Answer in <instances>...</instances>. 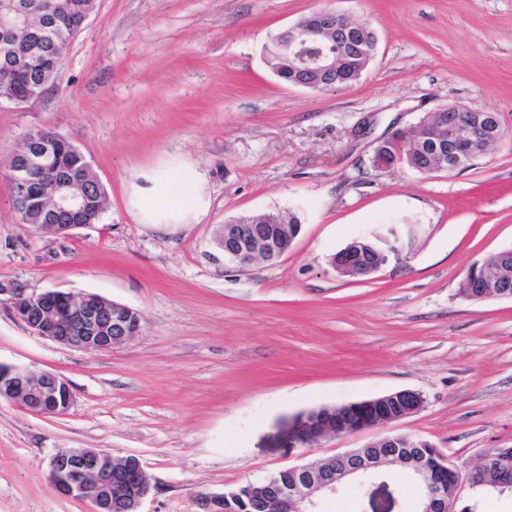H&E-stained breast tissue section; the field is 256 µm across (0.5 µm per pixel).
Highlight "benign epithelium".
Listing matches in <instances>:
<instances>
[{"label": "benign epithelium", "mask_w": 512, "mask_h": 512, "mask_svg": "<svg viewBox=\"0 0 512 512\" xmlns=\"http://www.w3.org/2000/svg\"><path fill=\"white\" fill-rule=\"evenodd\" d=\"M57 0H0V59L16 69L32 61L37 46L27 42L19 47V34L36 25L40 30L58 26L61 16ZM342 14L325 9L316 11L299 23L280 32L279 51L294 65L295 85L311 88L341 87L343 74L336 56L320 52L307 64L302 53L310 46L330 40L352 55L358 50L357 37L363 28L360 22H341ZM448 136L421 134L416 151L425 158L436 156L450 162H463L481 154L500 137L499 116L495 112L476 110L469 123L459 126L453 113L441 108L429 113ZM52 144L38 138L36 131L23 134L22 145L10 158L4 176L12 187L17 211L27 208L33 199L28 194L32 180L52 184L48 199L41 200L43 223L41 234L59 237L79 228L77 224H58L62 213L75 214L85 204L84 180L72 179L66 189L58 190L57 172L35 162V155L49 153ZM300 226L272 227L255 224L224 225V257L246 268L269 253H286L280 241L293 242ZM374 244L366 247L370 259L362 261L354 249L338 252L331 261L341 277L356 279L380 269L390 258H397L403 242L394 226L380 227L369 234ZM512 248L494 252L482 267L474 268L473 277L463 285L461 297L469 300L512 298ZM13 314L33 334L56 343L87 352H109L140 333L141 323L133 324L134 309L117 302H106L92 293L75 296L69 292L47 290L29 292L25 288H3ZM0 399L23 405L39 416L67 413L74 395L67 380L54 373H32L16 366L0 364ZM423 396L412 390H399L383 396L364 399L331 408H319L297 414L284 421L285 441L290 448H310L319 439L343 436L362 430H378L418 412ZM112 453L97 448H71L56 453L48 462V478L56 490L66 496L86 500L93 512H112ZM512 464V457L501 448H489L472 470L454 469L457 481L448 492L441 483V469L448 466V456L430 442L407 435H384L363 448H350L316 465H296L280 470L290 476L286 484L277 482L279 474L250 489L260 512L270 505L277 512H318L319 500L340 492L346 483L358 480L370 487L375 512H395L399 505L398 489L385 480L383 468L398 465L406 470L420 489L417 512H458L460 489L467 485L503 486L502 472ZM153 486L140 487L137 494L125 499V512H141L144 500ZM239 493L198 494L199 512H229Z\"/></svg>", "instance_id": "obj_1"}]
</instances>
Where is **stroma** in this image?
<instances>
[{"instance_id": "1", "label": "stroma", "mask_w": 512, "mask_h": 512, "mask_svg": "<svg viewBox=\"0 0 512 512\" xmlns=\"http://www.w3.org/2000/svg\"><path fill=\"white\" fill-rule=\"evenodd\" d=\"M332 8L369 22L377 49L355 84L316 91L273 71L272 37ZM498 113L482 158L424 175L376 166V147L449 106ZM68 138L103 186L98 223L59 238L20 222L0 178V284L94 293L143 317L139 335L86 352L33 335L0 302V363L62 375L60 416L0 400V512H92L48 478L56 452L140 459L144 512H198L195 496L263 481L376 439L287 451L278 426L398 390L423 407L389 425L468 470L512 448V299L458 288L512 247V0H95L42 97L0 100V165L23 134ZM203 174L206 209L150 224L149 179ZM294 212L277 262L225 260L224 224ZM379 224L412 232L400 259L358 281L332 257Z\"/></svg>"}]
</instances>
